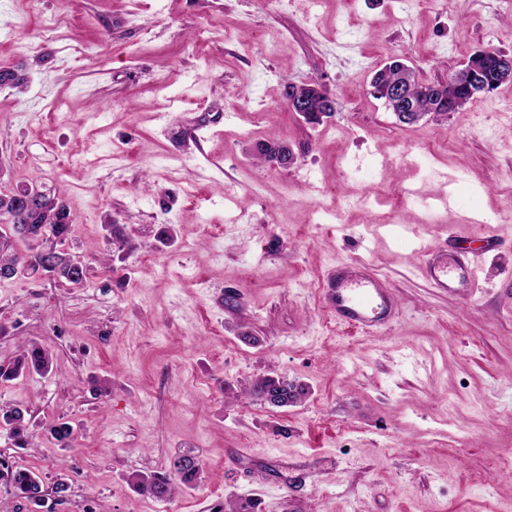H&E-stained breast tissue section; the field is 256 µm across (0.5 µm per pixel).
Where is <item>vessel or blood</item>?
I'll return each instance as SVG.
<instances>
[{"mask_svg": "<svg viewBox=\"0 0 512 512\" xmlns=\"http://www.w3.org/2000/svg\"><path fill=\"white\" fill-rule=\"evenodd\" d=\"M430 287L469 295L478 283V270L465 254L450 257L435 252L423 265ZM322 303L337 321L365 331L391 328L399 303L387 281L362 263L341 262L330 267L322 284Z\"/></svg>", "mask_w": 512, "mask_h": 512, "instance_id": "1", "label": "vessel or blood"}]
</instances>
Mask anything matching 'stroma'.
<instances>
[{
    "instance_id": "obj_1",
    "label": "stroma",
    "mask_w": 512,
    "mask_h": 512,
    "mask_svg": "<svg viewBox=\"0 0 512 512\" xmlns=\"http://www.w3.org/2000/svg\"><path fill=\"white\" fill-rule=\"evenodd\" d=\"M480 50L512 55L505 0H0V68L27 77L0 87V191L58 194L88 268L0 281V363L53 354L0 380L33 416L0 451L67 486L40 512H512V82L414 124L371 87L393 59L437 83ZM303 82L334 102L320 122L288 106ZM260 141L293 162L259 165ZM486 234L505 247L470 297L429 288L428 249ZM339 262L390 283L393 329L324 309ZM261 375L300 402L250 395ZM183 455L199 487H129ZM52 369V358L49 351L36 341H25L22 353L6 368L0 366V377L18 378L35 372L45 374Z\"/></svg>"
}]
</instances>
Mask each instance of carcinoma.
I'll return each instance as SVG.
<instances>
[{
    "label": "carcinoma",
    "mask_w": 512,
    "mask_h": 512,
    "mask_svg": "<svg viewBox=\"0 0 512 512\" xmlns=\"http://www.w3.org/2000/svg\"><path fill=\"white\" fill-rule=\"evenodd\" d=\"M402 77L399 65L390 63L389 66L379 70L373 79V88L394 84ZM25 82L23 74L17 69L0 68V87L22 88ZM408 95L412 100L415 111L435 116H446L470 103L477 97L476 86L469 78V74L460 70L445 82L422 83L412 78L408 87ZM286 146L266 143L259 158L266 164H278L280 155ZM56 195L50 193L42 196L41 203L35 205L30 212L23 213L14 210L11 196L0 193V215L9 214L14 223L24 228L17 234V238L27 243V249L18 251L13 248V241L5 239L0 242V268L19 267L25 269L24 275L39 273L41 253L49 248L54 251L53 257L56 267L62 272L64 280L73 285H81L86 278L77 272L74 256L57 250V243L65 241L71 232L72 221L67 208H57L54 204ZM52 369V358L49 351L36 341H26L22 344V353L11 365L0 366V377L18 378L25 374L35 372L45 374ZM252 391L262 399L275 393L281 396L280 406L286 407L296 402L298 391L296 387L286 380L275 377L257 379ZM0 421L11 426L12 433L21 441H26L25 412L20 408L1 409ZM53 437L60 443L68 445L73 440L74 427L64 418L51 428ZM201 465L199 461L190 456L179 457L171 462L169 472L166 474L135 473L129 477V482L140 493L153 498H169L175 492L173 482L177 479L184 483H191L200 479ZM8 479L19 496L26 502L41 507L44 500L36 499L31 492L36 490L41 478L32 471L15 469L7 470Z\"/></svg>",
    "instance_id": "cac0c4a2"
}]
</instances>
